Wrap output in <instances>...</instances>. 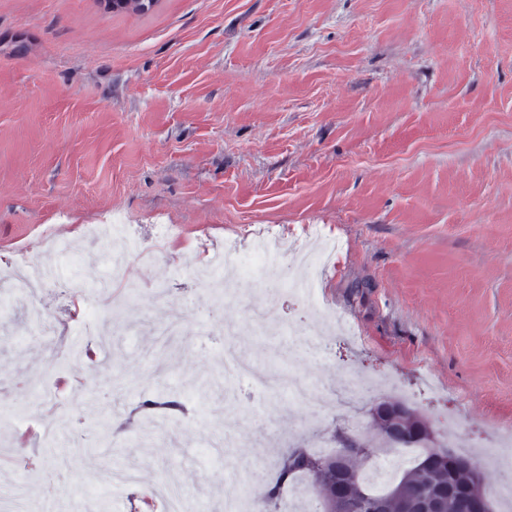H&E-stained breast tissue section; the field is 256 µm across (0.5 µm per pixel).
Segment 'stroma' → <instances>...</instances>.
<instances>
[{
  "mask_svg": "<svg viewBox=\"0 0 512 512\" xmlns=\"http://www.w3.org/2000/svg\"><path fill=\"white\" fill-rule=\"evenodd\" d=\"M112 218L131 254L179 234L133 265L131 304L100 288L88 313L106 244L84 227ZM307 224L340 255L310 298L284 286ZM51 237L81 248L29 297L0 291L14 512H167L173 485L204 512L274 452L374 437V400L400 392L439 438L458 416L461 448L512 485L493 438L512 429V0H0V254ZM230 247L224 302L205 272ZM273 289L269 328L247 333ZM221 316L251 378L224 379ZM295 328L324 331L320 350L289 359ZM292 372L357 402L286 422L292 392L261 381ZM161 392L179 420L128 419Z\"/></svg>",
  "mask_w": 512,
  "mask_h": 512,
  "instance_id": "1",
  "label": "stroma"
}]
</instances>
